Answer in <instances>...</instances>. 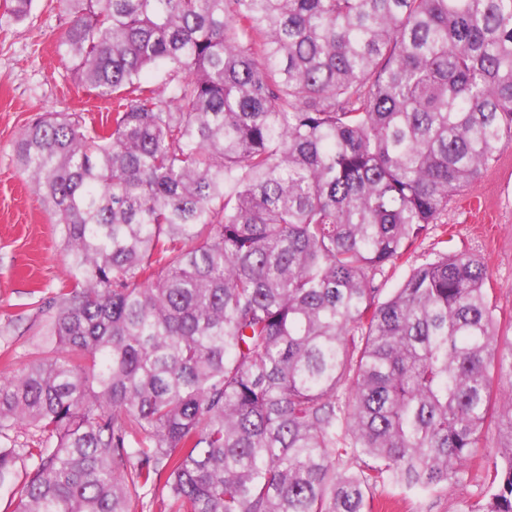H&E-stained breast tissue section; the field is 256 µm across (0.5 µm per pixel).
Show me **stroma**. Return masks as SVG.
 Segmentation results:
<instances>
[{"mask_svg": "<svg viewBox=\"0 0 512 512\" xmlns=\"http://www.w3.org/2000/svg\"><path fill=\"white\" fill-rule=\"evenodd\" d=\"M65 21L52 0H35L23 22L0 23V382L31 360L50 356L45 305L65 276L64 251L50 213L15 168L13 142L34 112H81L111 124L112 104L74 88L58 68L55 41ZM447 231L430 227L405 263L379 277L390 296L419 264L442 252L443 234L453 247L480 256L491 275L497 312L512 313V146L448 206ZM477 500L471 483L432 499L395 496L388 512H464Z\"/></svg>", "mask_w": 512, "mask_h": 512, "instance_id": "stroma-1", "label": "stroma"}]
</instances>
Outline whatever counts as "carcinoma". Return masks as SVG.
<instances>
[{
	"instance_id": "obj_1",
	"label": "carcinoma",
	"mask_w": 512,
	"mask_h": 512,
	"mask_svg": "<svg viewBox=\"0 0 512 512\" xmlns=\"http://www.w3.org/2000/svg\"><path fill=\"white\" fill-rule=\"evenodd\" d=\"M56 9L112 126L35 112L13 143L66 256L54 355L0 382L13 512H372L463 481L492 427L471 512H512L487 266L449 246L375 284L512 145V0Z\"/></svg>"
}]
</instances>
